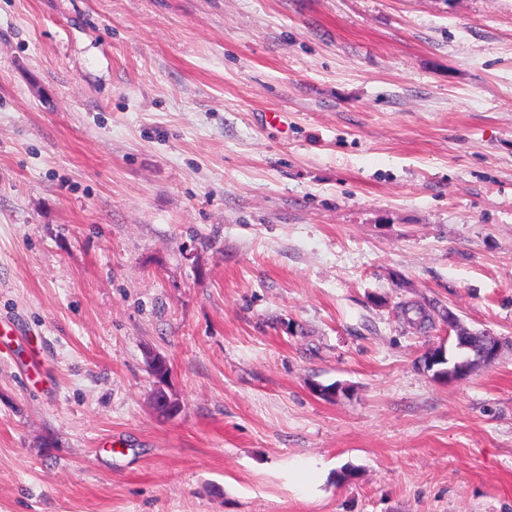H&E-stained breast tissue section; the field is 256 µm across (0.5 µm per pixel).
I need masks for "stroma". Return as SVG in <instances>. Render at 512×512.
Wrapping results in <instances>:
<instances>
[{
	"label": "stroma",
	"mask_w": 512,
	"mask_h": 512,
	"mask_svg": "<svg viewBox=\"0 0 512 512\" xmlns=\"http://www.w3.org/2000/svg\"><path fill=\"white\" fill-rule=\"evenodd\" d=\"M0 512H512V0H0ZM397 308L403 322L419 331L432 326L437 317H445L447 312L443 313L434 303H401ZM484 340H473V347L468 350H459L452 347L448 350V370L466 372L471 367L470 360L477 357L478 349Z\"/></svg>",
	"instance_id": "35a3bbf8"
}]
</instances>
